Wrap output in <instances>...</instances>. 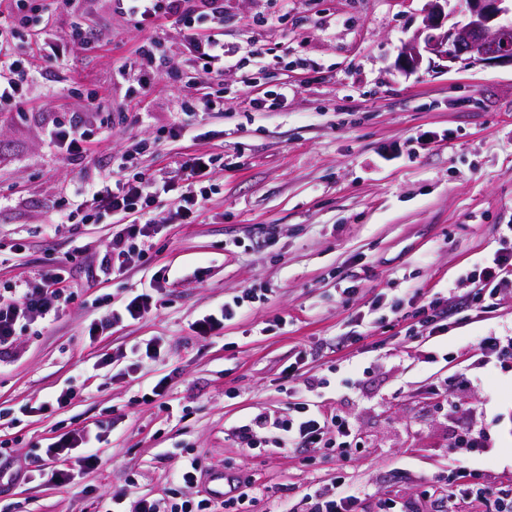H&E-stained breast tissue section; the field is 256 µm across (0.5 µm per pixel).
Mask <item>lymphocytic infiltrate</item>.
I'll return each mask as SVG.
<instances>
[{
    "label": "lymphocytic infiltrate",
    "mask_w": 512,
    "mask_h": 512,
    "mask_svg": "<svg viewBox=\"0 0 512 512\" xmlns=\"http://www.w3.org/2000/svg\"><path fill=\"white\" fill-rule=\"evenodd\" d=\"M9 16L0 15V112L22 111L26 102L25 88L35 72L28 59L7 52V45L20 41L28 44L30 53L62 69L68 63L67 48L52 40H32L31 31L46 17L45 12L31 7L29 0H12ZM118 9L140 29L156 28L161 19L172 18L185 32L186 48L198 74L215 81L224 76V60L230 52L224 47V0H115ZM112 125L110 113H100L96 129L71 121L54 122L47 127L49 148L67 160L87 156L95 136H108ZM144 149L143 144H131L116 159L111 174L99 176L93 182L74 188L64 208L56 214V224H94L101 218H123L122 229L113 234L104 248L99 269L103 275L124 269L134 255H145L157 232L149 213L161 197L176 200L172 219L179 224L191 223L208 190L202 178L213 171L214 157L199 154L183 164L191 188L182 183L133 172L134 160ZM480 286L472 302L482 312L492 311L499 291L512 288V236L501 238L499 248L490 258L474 266L467 274ZM69 273L60 266L41 268L25 280L0 288V359L11 357L19 330L39 323H54L72 300ZM256 298L254 289H243L239 295L219 308L205 313L192 325L195 336L208 339L220 334L227 321L244 314ZM157 302L153 295L141 292L127 298L119 308L107 310L88 326L89 338L108 333L118 323L138 321L148 316ZM268 431L267 447L280 452L291 448H354L356 432L344 418L322 414L312 400L292 403L287 414L277 417L259 414L241 420L232 430L242 448L258 447L260 431ZM91 432L68 431L55 436L44 453L19 461L17 474L28 479L45 478L56 486L69 485L73 472L68 465L72 451H79L80 467L98 470L102 459L90 449ZM205 472L198 460L192 459L171 476L175 492L169 500L142 494L134 505H127L126 495L113 493L111 505L104 512H248L256 487L250 477L227 475V490L223 498L212 492H202L198 484ZM454 486L446 502L445 512H461V504H482L486 512H512V495H492L482 474L465 465L456 466L450 475ZM361 491L339 478L330 488H320L305 494L307 512H358Z\"/></svg>",
    "instance_id": "lymphocytic-infiltrate-1"
}]
</instances>
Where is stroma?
<instances>
[{
	"label": "stroma",
	"instance_id": "35a3bbf8",
	"mask_svg": "<svg viewBox=\"0 0 512 512\" xmlns=\"http://www.w3.org/2000/svg\"><path fill=\"white\" fill-rule=\"evenodd\" d=\"M428 0H224V43L256 46L260 56L224 71V109L181 112V100L208 93L184 48L183 32L161 21L135 28L112 0H78L55 12L52 39L67 43L69 90L55 67L36 61L25 114H0V283L47 265H70L79 247L102 251L119 226L47 229L72 186L112 168L128 144L145 141L141 170L181 178L180 161L218 160L209 199L194 223L170 220L160 199L149 255L133 258L111 280L88 285L74 269L78 297L49 327L18 334L0 364V471L40 453L60 433L101 425V471L75 475L74 487L34 477L0 480V512H96L112 492L168 495L169 475L198 456L205 470L254 476L252 512H275L336 476L359 485L360 512H379L387 497L418 512H441L451 470L465 463L486 484L512 494V357L473 364L481 336L512 338V292L499 308H470L463 274L497 248L512 224V68L422 63L403 68L405 43L425 25ZM282 14L277 26L264 20ZM80 17L90 43L72 41ZM169 61L146 98L136 78L115 70L148 37ZM287 87L285 107L254 100ZM112 107V133L95 139L80 163L48 150V120L77 117L94 126L95 104ZM183 126L173 140L168 130ZM23 244L14 253L13 244ZM161 287L156 309L111 335L89 339L96 299L120 304ZM354 287L350 298L344 288ZM455 288L446 336L410 335L413 307L379 324L359 323L378 301L433 297ZM252 288L259 299L201 340L190 326L210 309ZM282 326H275V319ZM157 337L161 352L142 359L135 377L97 367L102 355ZM309 358L298 377L284 370ZM437 362H428L430 353ZM325 378L316 404L352 422L362 446L348 459L335 448L276 453L242 450L231 429L258 413L283 414L291 390ZM167 380L165 397L142 395ZM72 403L51 414L24 408L61 388ZM20 418L10 427L12 418ZM435 497L424 498L426 489Z\"/></svg>",
	"mask_w": 512,
	"mask_h": 512
}]
</instances>
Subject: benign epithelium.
I'll list each match as a JSON object with an SVG mask.
<instances>
[{"label": "benign epithelium", "instance_id": "1", "mask_svg": "<svg viewBox=\"0 0 512 512\" xmlns=\"http://www.w3.org/2000/svg\"><path fill=\"white\" fill-rule=\"evenodd\" d=\"M451 0H429L426 34H416L402 52V64L418 68L429 54L450 69L465 66L512 67V0H463L464 9L445 11ZM463 19L444 26L449 18Z\"/></svg>", "mask_w": 512, "mask_h": 512}]
</instances>
